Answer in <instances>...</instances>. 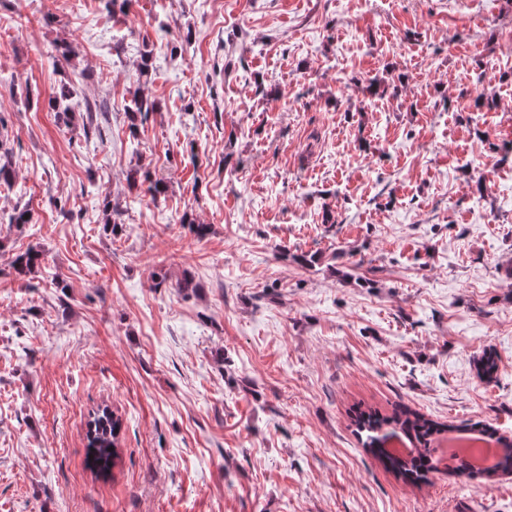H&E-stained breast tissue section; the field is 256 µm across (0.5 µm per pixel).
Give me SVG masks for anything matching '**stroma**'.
I'll list each match as a JSON object with an SVG mask.
<instances>
[{"label": "stroma", "mask_w": 512, "mask_h": 512, "mask_svg": "<svg viewBox=\"0 0 512 512\" xmlns=\"http://www.w3.org/2000/svg\"><path fill=\"white\" fill-rule=\"evenodd\" d=\"M4 134L0 512H512V475L408 484L351 422L512 436V0H0ZM41 264V253L36 249H29L16 254L12 260V269L20 277H26L37 272ZM109 407L98 408L89 415L86 423V459L87 464L100 472H107L120 458L118 438L122 428V419ZM93 455V460H89Z\"/></svg>", "instance_id": "35a3bbf8"}]
</instances>
